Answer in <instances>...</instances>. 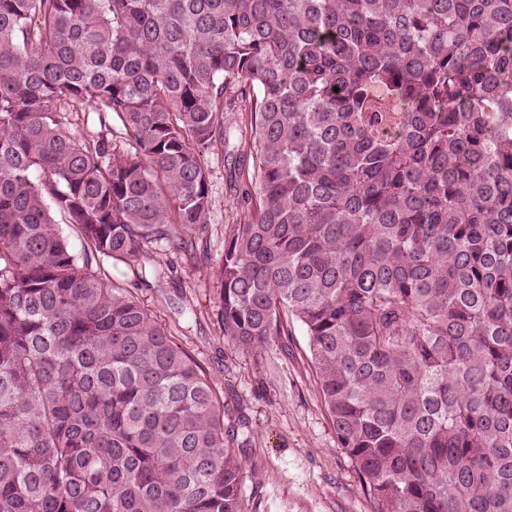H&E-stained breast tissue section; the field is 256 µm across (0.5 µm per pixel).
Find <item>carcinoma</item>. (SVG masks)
I'll use <instances>...</instances> for the list:
<instances>
[{
  "label": "carcinoma",
  "mask_w": 512,
  "mask_h": 512,
  "mask_svg": "<svg viewBox=\"0 0 512 512\" xmlns=\"http://www.w3.org/2000/svg\"><path fill=\"white\" fill-rule=\"evenodd\" d=\"M226 112L224 335L304 328L370 512H512V0H0V512H246L224 398L101 268L208 223ZM94 107L95 103L88 100L77 104L78 112H68L67 114L70 122L66 125L68 130L79 137L83 136L85 139L97 137L101 132L106 133V130L100 127L98 115L94 112Z\"/></svg>",
  "instance_id": "1"
}]
</instances>
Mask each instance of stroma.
I'll return each mask as SVG.
<instances>
[{
    "instance_id": "35a3bbf8",
    "label": "stroma",
    "mask_w": 512,
    "mask_h": 512,
    "mask_svg": "<svg viewBox=\"0 0 512 512\" xmlns=\"http://www.w3.org/2000/svg\"><path fill=\"white\" fill-rule=\"evenodd\" d=\"M240 142L201 149L212 200L205 227L183 231L195 250L150 243L138 261L104 262L112 281L134 293L206 371L224 396L239 448L248 512H370L348 457L320 400L301 326L272 337L254 356L224 336L214 304L213 270L239 220L229 159Z\"/></svg>"
}]
</instances>
